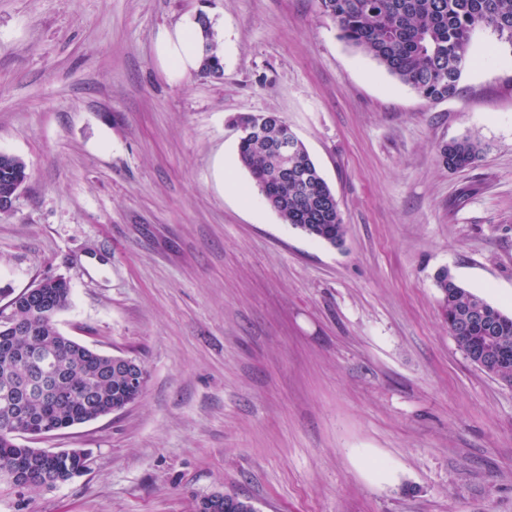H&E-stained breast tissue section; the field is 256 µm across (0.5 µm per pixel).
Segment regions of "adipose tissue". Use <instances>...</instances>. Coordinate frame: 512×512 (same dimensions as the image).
Segmentation results:
<instances>
[{"label": "adipose tissue", "mask_w": 512, "mask_h": 512, "mask_svg": "<svg viewBox=\"0 0 512 512\" xmlns=\"http://www.w3.org/2000/svg\"><path fill=\"white\" fill-rule=\"evenodd\" d=\"M204 44V31L197 15H184L173 26L160 29L156 36L154 54L159 68L172 80L199 71Z\"/></svg>", "instance_id": "adipose-tissue-1"}]
</instances>
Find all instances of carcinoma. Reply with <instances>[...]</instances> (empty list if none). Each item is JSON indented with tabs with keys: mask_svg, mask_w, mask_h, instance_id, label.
I'll use <instances>...</instances> for the list:
<instances>
[{
	"mask_svg": "<svg viewBox=\"0 0 512 512\" xmlns=\"http://www.w3.org/2000/svg\"><path fill=\"white\" fill-rule=\"evenodd\" d=\"M321 13L336 24L339 37L371 56L391 76L429 100L458 91L469 64V43L479 27L493 29L512 44V0H318ZM201 74L223 75L216 46L209 44ZM233 124L246 129L238 143L247 169L266 203L281 219L309 237L332 245L343 241L346 226L338 209L327 206L333 192L299 141L295 157L285 159L276 144L285 122L274 114H240ZM484 146L465 136L439 148L440 162L450 169L474 165ZM29 178L26 163L0 152V202L14 203ZM448 332L466 357L486 374L512 387V315L460 286L450 272L435 277ZM69 282L60 277L40 295L13 300L11 313L0 311V423L13 418L12 400L25 397L28 415L54 431L103 416L128 397V370L138 361L98 353L56 327V314L70 304ZM474 310L483 318L472 319ZM35 463L19 492H36L69 481L82 465L75 454L60 464L38 448H25L0 434V483L4 472Z\"/></svg>",
	"mask_w": 512,
	"mask_h": 512,
	"instance_id": "carcinoma-1",
	"label": "carcinoma"
}]
</instances>
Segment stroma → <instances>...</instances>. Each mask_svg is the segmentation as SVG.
<instances>
[{"label":"stroma","instance_id":"35a3bbf8","mask_svg":"<svg viewBox=\"0 0 512 512\" xmlns=\"http://www.w3.org/2000/svg\"><path fill=\"white\" fill-rule=\"evenodd\" d=\"M188 13L224 77L168 79ZM431 102L338 37L318 0H0V152L30 178L0 213V309L47 276L60 332L147 371L138 400L29 448L87 471L0 512H512V388L441 316L449 269L512 313V45L476 29ZM274 113L335 194L341 245L263 200L232 119ZM486 147L451 170L442 143Z\"/></svg>","mask_w":512,"mask_h":512}]
</instances>
